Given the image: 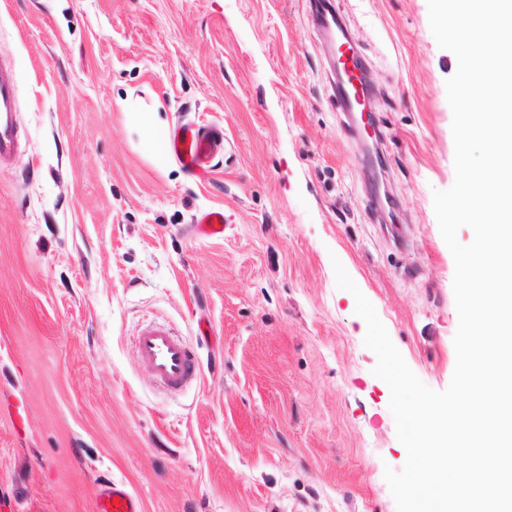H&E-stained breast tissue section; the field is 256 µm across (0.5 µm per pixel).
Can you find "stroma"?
Returning a JSON list of instances; mask_svg holds the SVG:
<instances>
[{"label": "stroma", "instance_id": "1", "mask_svg": "<svg viewBox=\"0 0 512 512\" xmlns=\"http://www.w3.org/2000/svg\"><path fill=\"white\" fill-rule=\"evenodd\" d=\"M362 58L380 170L341 131L335 49L309 0H0L19 149L0 163V512H397L407 452L341 262L408 366L445 390L455 265L433 193L453 114L427 0H334ZM219 124L208 176L156 158ZM224 236L191 237L200 210ZM156 321L201 375L160 386L132 338ZM114 498L119 499V507L112 504ZM142 512L143 503L132 494L125 485L112 482L103 486L95 495V512Z\"/></svg>", "mask_w": 512, "mask_h": 512}]
</instances>
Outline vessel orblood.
I'll return each instance as SVG.
<instances>
[{
	"instance_id": "1",
	"label": "vessel or blood",
	"mask_w": 512,
	"mask_h": 512,
	"mask_svg": "<svg viewBox=\"0 0 512 512\" xmlns=\"http://www.w3.org/2000/svg\"><path fill=\"white\" fill-rule=\"evenodd\" d=\"M310 12L316 28L331 32L334 40H341L342 35L336 30V9L331 0H311ZM17 96L12 65L9 61L0 60V162L9 161L19 147L12 121ZM336 98L344 110L359 113L362 125L374 124L375 115L359 95L352 70H343L341 79L336 83ZM228 143L224 129L219 125L183 122L170 133L167 148L187 168L208 170L217 154L226 150ZM197 227L207 237H223V212L211 210L202 213L197 219ZM132 345L141 363L157 382L168 389H180L199 375L196 357L163 324L145 325L133 337ZM95 512H143V504L125 485L114 483L103 486L96 493Z\"/></svg>"
}]
</instances>
